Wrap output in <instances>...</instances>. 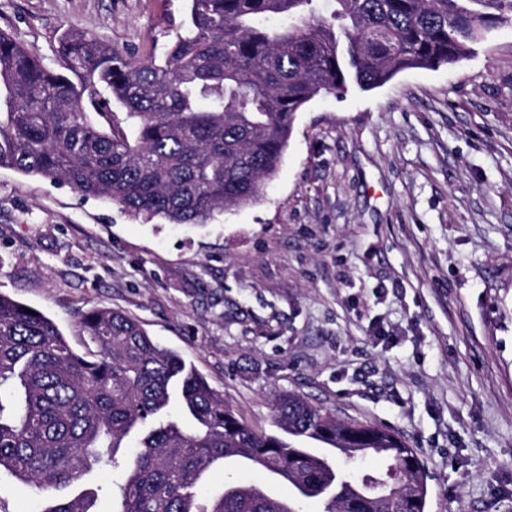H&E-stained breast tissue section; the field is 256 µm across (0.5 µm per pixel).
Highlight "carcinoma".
I'll return each mask as SVG.
<instances>
[{
  "label": "carcinoma",
  "mask_w": 512,
  "mask_h": 512,
  "mask_svg": "<svg viewBox=\"0 0 512 512\" xmlns=\"http://www.w3.org/2000/svg\"><path fill=\"white\" fill-rule=\"evenodd\" d=\"M163 57L136 59L78 28L52 64L0 31V167L66 182L147 222L204 224L256 203L278 172L296 112L320 93L380 87L436 69L512 26V0H187ZM126 111L130 136L110 119ZM96 113L108 124L94 121ZM0 294V471L41 490L119 472L112 512H425L416 449L395 431L342 420L288 392L260 433L175 351L126 314L80 315L84 352L39 310ZM195 429L166 415L172 385ZM330 446L327 454L304 443ZM368 457L382 461L364 470ZM264 481H224L199 496L216 463ZM286 483L273 494L267 480ZM86 491L45 512H94Z\"/></svg>",
  "instance_id": "carcinoma-1"
}]
</instances>
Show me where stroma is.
Listing matches in <instances>:
<instances>
[{"mask_svg": "<svg viewBox=\"0 0 512 512\" xmlns=\"http://www.w3.org/2000/svg\"><path fill=\"white\" fill-rule=\"evenodd\" d=\"M186 0H0L50 57L64 29L162 54ZM0 293L49 316L116 309L178 351L251 428L274 392L395 429L426 512H512V27L467 59L319 95L260 202L203 225L130 216L0 168ZM0 472V512H43Z\"/></svg>", "mask_w": 512, "mask_h": 512, "instance_id": "obj_1", "label": "stroma"}]
</instances>
